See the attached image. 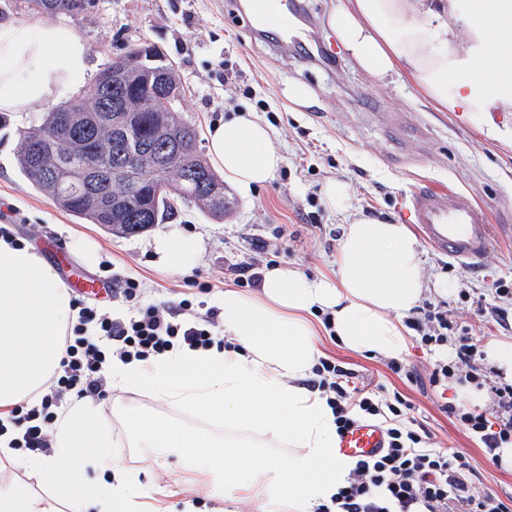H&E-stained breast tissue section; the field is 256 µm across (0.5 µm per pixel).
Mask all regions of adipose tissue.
Instances as JSON below:
<instances>
[{
    "mask_svg": "<svg viewBox=\"0 0 512 512\" xmlns=\"http://www.w3.org/2000/svg\"><path fill=\"white\" fill-rule=\"evenodd\" d=\"M330 25L372 78L404 73L436 111L461 121L496 112L512 127V0H448L441 13L424 0H343ZM91 67L88 43L66 24L0 22V112L39 111L76 92ZM207 154L245 194L284 162L271 128L242 114L209 127ZM157 251L177 271L198 260L194 241L176 229L160 237ZM427 286L407 225L358 217L343 227L334 276L275 266L257 291L225 287L219 307L233 349L177 345L109 367L113 389L223 420V433L127 411L129 446L151 462L177 455L186 474L222 498L252 500L257 512H315L355 463L336 452L326 399L299 386L324 354L312 317L330 311L335 338L350 352L397 358L409 347L403 320ZM76 312L43 258L0 239V413L46 389ZM51 437L48 456L0 449V471L25 473L0 482V512H141L149 489L119 460L98 403H72ZM274 442L291 447L287 463L273 457Z\"/></svg>",
    "mask_w": 512,
    "mask_h": 512,
    "instance_id": "adipose-tissue-1",
    "label": "adipose tissue"
}]
</instances>
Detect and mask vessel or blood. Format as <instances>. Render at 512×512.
<instances>
[{
	"mask_svg": "<svg viewBox=\"0 0 512 512\" xmlns=\"http://www.w3.org/2000/svg\"><path fill=\"white\" fill-rule=\"evenodd\" d=\"M411 209L425 240L437 252L464 266L478 265L489 252V215L468 199L452 200L445 193L419 189L411 196ZM384 446L381 428L361 422L340 436L336 451L350 458H369Z\"/></svg>",
	"mask_w": 512,
	"mask_h": 512,
	"instance_id": "obj_1",
	"label": "vessel or blood"
}]
</instances>
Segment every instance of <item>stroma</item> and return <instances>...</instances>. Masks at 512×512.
<instances>
[{"label": "stroma", "mask_w": 512, "mask_h": 512, "mask_svg": "<svg viewBox=\"0 0 512 512\" xmlns=\"http://www.w3.org/2000/svg\"><path fill=\"white\" fill-rule=\"evenodd\" d=\"M102 10L67 17L66 22L90 45L93 73L131 44L155 46L171 61L185 90L180 109L197 129L199 150H206L211 124L242 112L268 121L285 162L273 180L242 196L225 193L231 208L215 220L191 204L178 205L166 223L135 236L116 237L96 224H79L50 198L31 189L16 165V133L35 124L39 113L6 115L0 128V225L43 251L48 240L68 245L81 240L94 253H71L77 269L92 276L111 270L139 280L156 303L181 299L187 280L211 284L212 292L192 294V310L205 312L215 293L232 284V268L257 259L256 246L267 242L279 251L278 262L307 276L333 275L334 254L344 217L330 211L322 189L332 179L348 183L349 214L395 224H412L410 197L416 188H437L449 197L467 196L485 207L493 226V246L480 268L460 267L428 244H421L427 281L445 279L453 289L441 295L427 290L424 301L442 305L471 325L483 345L512 342V329L498 326L489 307L512 314V297L500 300L486 292L495 278L512 281V141L484 137L478 124L459 123L453 113L438 112L401 74L375 82L337 41L328 21L339 0H299L305 20L304 46L256 34L229 0H106ZM307 86L305 104L288 101L289 84ZM179 228L199 247L190 270L174 272L159 261L156 238ZM471 289L461 300L459 289ZM328 359L378 383L376 396H402L411 408L404 417L412 429L426 433L432 448H449L466 456L474 469L477 492L512 495V465L497 466L478 440L445 413L448 405L466 403L464 388L448 385L420 389L393 374L382 357L349 353L324 339ZM104 416L129 407L158 413L169 420L198 425L201 417L164 405L144 394L113 391L102 401ZM124 465L141 470L151 489L176 487L185 477L176 458L149 463L135 449L118 451Z\"/></svg>", "instance_id": "35a3bbf8"}]
</instances>
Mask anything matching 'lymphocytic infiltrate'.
<instances>
[{
  "label": "lymphocytic infiltrate",
  "instance_id": "f902f5d3",
  "mask_svg": "<svg viewBox=\"0 0 512 512\" xmlns=\"http://www.w3.org/2000/svg\"><path fill=\"white\" fill-rule=\"evenodd\" d=\"M109 281L111 298L131 304L133 314L111 318L96 306L78 301L77 321L64 339L60 367L47 388L35 403L0 418V436L7 437L9 448L29 455L47 453L50 428L69 394L94 400L108 397L105 372L112 358L144 361L178 343L192 349L224 348L218 309L184 321L180 314L190 310L191 300L147 303L137 280L114 274ZM406 325L425 347L455 340V358L436 362L424 376L393 360L388 367L394 374L418 386L436 387L455 376L478 388L485 384L484 374L474 363L477 340L456 316L428 303L414 308ZM313 374L312 387L326 397L338 430L359 421L379 420L387 435L384 452L372 460H357L345 485L317 512H512V496L472 490L471 465L463 454L424 447L422 435L402 422L408 402L398 397L387 402L375 399L369 383L357 372L326 358L320 359ZM490 393L489 408L450 405L446 411L480 440L495 463L499 448L512 445V385L491 387Z\"/></svg>",
  "mask_w": 512,
  "mask_h": 512
}]
</instances>
